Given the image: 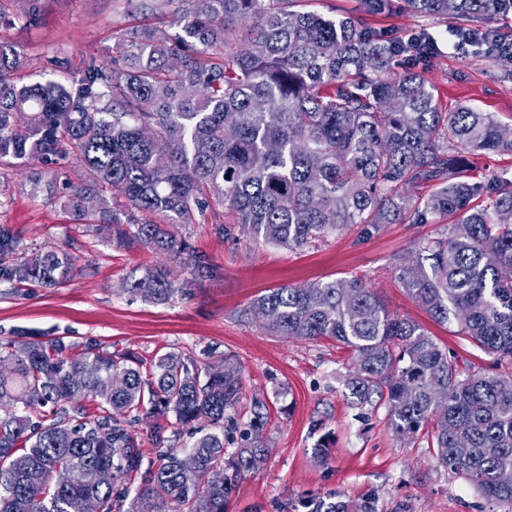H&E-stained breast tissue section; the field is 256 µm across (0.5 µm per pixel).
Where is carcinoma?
I'll use <instances>...</instances> for the list:
<instances>
[{"label": "carcinoma", "instance_id": "obj_1", "mask_svg": "<svg viewBox=\"0 0 512 512\" xmlns=\"http://www.w3.org/2000/svg\"><path fill=\"white\" fill-rule=\"evenodd\" d=\"M0 11V25L37 19V0ZM304 0H135L136 14L168 18L115 34L112 62L92 57L67 80L19 85L24 54L0 41V162L48 163L70 148L85 169L65 205L112 234L179 258L186 243L163 224H192L218 208L255 239L302 249L353 224L437 223L421 259H401L398 281L428 314L454 321L479 347L512 359V181L476 165L512 152V128L470 104L442 110L437 89L401 63L416 50L357 16H326ZM404 9L459 21L484 52L512 61V35L471 23L512 13V0H403ZM393 0H360L388 14ZM114 190L123 199L107 195ZM72 256L48 249L0 277L48 287L67 280ZM127 290L166 303L180 292L165 269ZM250 312L282 338L334 340L354 370L360 405L386 406L396 436L424 434L436 462L463 476L501 512H512V376L463 375L415 322L395 316L359 278L264 294ZM0 512H99L121 477L139 486L128 512H225L238 480L260 470L267 444L255 431L228 455L226 411L239 403L241 366H188L169 353L128 365L60 340H0ZM90 400L95 410L73 401ZM156 417V467L142 469L138 437L119 416ZM174 415L170 421L168 415ZM205 418L212 431L189 451L174 425ZM376 512L374 500H306L286 512Z\"/></svg>", "mask_w": 512, "mask_h": 512}]
</instances>
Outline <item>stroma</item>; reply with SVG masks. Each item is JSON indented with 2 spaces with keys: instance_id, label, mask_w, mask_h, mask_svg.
Returning a JSON list of instances; mask_svg holds the SVG:
<instances>
[{
  "instance_id": "35a3bbf8",
  "label": "stroma",
  "mask_w": 512,
  "mask_h": 512,
  "mask_svg": "<svg viewBox=\"0 0 512 512\" xmlns=\"http://www.w3.org/2000/svg\"><path fill=\"white\" fill-rule=\"evenodd\" d=\"M38 8L36 24L0 26V41L16 45L27 59L15 76L20 84L58 77L57 59L73 73L84 60L109 58L113 33L132 22L127 0H38ZM367 22L399 37L432 35L438 50L423 72L443 108L473 104L512 126V64L477 47L454 52L455 19L402 11ZM83 172L72 153L45 166H0V226L18 242L14 254L0 256V265L48 247L75 259L72 275L54 287L0 280V338L21 344L59 339L147 363L169 353L198 365L234 356L242 401L227 412L224 446L238 448L259 401L268 411L262 435L269 453L257 473L239 480L227 512H281L290 501L334 496L372 497L378 512H491L477 488L436 464L425 438L397 439L384 405L357 406L345 386L352 366L347 349L331 340L270 335L248 312L256 298L284 285L358 276L391 312L419 324L456 356L464 373L512 375V360L479 348L455 324L434 320L396 278V262L418 258L423 240L441 234L443 224H385L368 237L354 225L290 250L254 241L240 225L225 224L219 209L171 226L190 246L173 260L143 247L112 246L106 233L77 221L61 190L80 182ZM39 175L55 179L59 195L40 191ZM157 266L167 267L180 287L174 300L154 303L126 290L130 272ZM320 442L331 450L324 462L314 457Z\"/></svg>"
}]
</instances>
